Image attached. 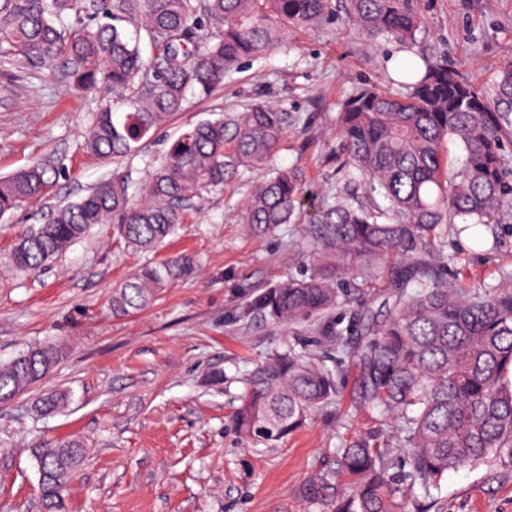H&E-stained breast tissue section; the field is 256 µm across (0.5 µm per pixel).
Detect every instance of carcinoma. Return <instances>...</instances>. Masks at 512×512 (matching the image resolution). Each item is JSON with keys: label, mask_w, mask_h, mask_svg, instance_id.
Listing matches in <instances>:
<instances>
[{"label": "carcinoma", "mask_w": 512, "mask_h": 512, "mask_svg": "<svg viewBox=\"0 0 512 512\" xmlns=\"http://www.w3.org/2000/svg\"><path fill=\"white\" fill-rule=\"evenodd\" d=\"M330 0H0L3 62L70 69L78 92L115 95L96 112L83 148L118 161L182 110L188 92L206 97L243 59L259 58L291 27H316ZM365 39L407 45L422 23L421 0H345ZM71 16L76 29L56 26ZM151 56L144 58L141 38ZM407 95L365 86L341 105L338 131L346 164L383 204L353 205L342 196L315 215L336 261L399 257L390 276L386 314L362 309L368 324L347 356L360 366L363 403L395 425L408 483L387 476L384 451L367 444L334 450L335 466L312 476L303 498L328 512H439L432 491L450 470L494 463L512 468V290L471 291L443 280L435 241L458 223L499 224L512 203V65L494 100L456 70L433 59L408 61ZM288 129V113L255 100L242 112L192 124L170 145L135 203L114 178L52 211L14 244L9 268L31 273L66 252L98 224L115 225L134 249L161 245L185 222L186 202L262 168ZM462 164H451L448 139ZM49 170L34 164L0 179V217L44 196ZM305 205L296 168L258 181L244 222L259 233L290 224ZM197 261L176 255L137 270L112 290V314L151 303L166 286L193 276ZM338 301L322 274L290 279L254 298L253 306L288 325L322 317ZM67 356L39 343L0 364V404H9ZM339 393L338 374L293 348L275 354L248 380L234 424L253 444L271 445L300 428ZM86 453L68 439L32 449L42 480L43 512H66L65 492Z\"/></svg>", "instance_id": "obj_1"}]
</instances>
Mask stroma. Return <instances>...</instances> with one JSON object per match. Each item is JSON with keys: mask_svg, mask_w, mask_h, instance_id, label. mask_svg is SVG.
<instances>
[{"mask_svg": "<svg viewBox=\"0 0 512 512\" xmlns=\"http://www.w3.org/2000/svg\"><path fill=\"white\" fill-rule=\"evenodd\" d=\"M316 29L297 30L265 56L242 60L212 95H188L181 112L120 162L85 153L104 92L74 91L65 68L0 66V178L35 163L56 178L47 194L0 219V254L45 222L60 203L123 175L137 194L187 124L272 101L290 124L270 162L303 170L309 199L334 203L351 184L337 134L341 103L356 89L401 86L387 68L396 52L447 62L493 94L512 64V0H422V24L409 48H369L351 30L344 0ZM265 175L254 169L189 202L186 224L157 249L125 247L112 225L95 226L62 257L19 276L0 265V363L28 346L62 342L67 357L32 390L0 406V512H42L31 448L65 437L86 456L67 497L69 512H326L302 485L339 446L369 443L387 453L388 472L404 477L398 436L361 405L360 370L344 351L357 335L354 312L378 309L390 262L353 255L337 276L338 304L327 319L286 326L252 310V298L323 268L326 254L310 213L258 233L242 214ZM482 246L449 229L436 247L447 279L462 288L512 284V223L477 226ZM188 253L195 276L164 288L148 307L123 317L109 306L112 288L139 266ZM343 335L329 341L326 325ZM305 350L337 372L340 394L306 424L271 446H247L232 415L249 373L274 353ZM68 393L67 408L46 412L47 393ZM439 495L445 512H512V470L483 464L451 470Z\"/></svg>", "mask_w": 512, "mask_h": 512, "instance_id": "1", "label": "stroma"}]
</instances>
